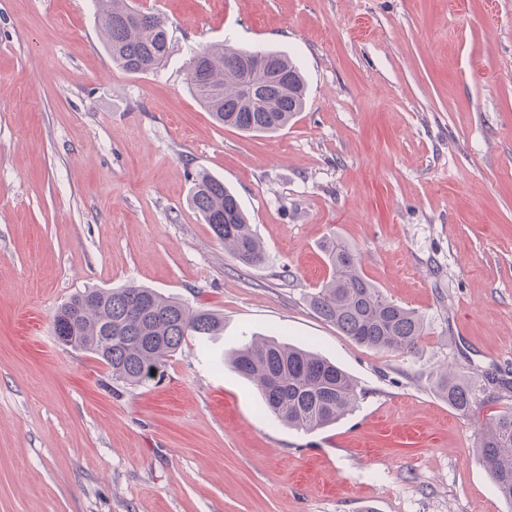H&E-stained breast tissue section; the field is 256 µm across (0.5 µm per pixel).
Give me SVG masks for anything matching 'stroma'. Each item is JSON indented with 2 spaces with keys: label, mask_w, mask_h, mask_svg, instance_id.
<instances>
[{
  "label": "stroma",
  "mask_w": 512,
  "mask_h": 512,
  "mask_svg": "<svg viewBox=\"0 0 512 512\" xmlns=\"http://www.w3.org/2000/svg\"><path fill=\"white\" fill-rule=\"evenodd\" d=\"M165 66L103 48L94 0H0V512H512L474 457L512 408V0H136ZM298 60L303 112L272 137L216 125L192 49ZM223 179L264 246L237 262L187 199ZM337 237L422 316L414 352L360 346L309 295ZM134 283L205 306L161 382L61 345L75 292ZM314 350L360 398L288 428L223 365L252 336ZM478 389L468 414L437 378Z\"/></svg>",
  "instance_id": "obj_1"
}]
</instances>
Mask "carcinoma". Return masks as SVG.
Masks as SVG:
<instances>
[{"instance_id": "obj_1", "label": "carcinoma", "mask_w": 512, "mask_h": 512, "mask_svg": "<svg viewBox=\"0 0 512 512\" xmlns=\"http://www.w3.org/2000/svg\"><path fill=\"white\" fill-rule=\"evenodd\" d=\"M112 62L133 73L154 72L167 62V19L141 11L129 0H96ZM255 71L246 75L243 56ZM191 93L220 125L248 134H274L305 106V82L287 54L265 48L245 51L221 44L193 51L187 72ZM190 205L240 264L266 260L235 194L224 181L196 175ZM330 275L309 296V305L358 345L411 353L425 333L423 318L389 300L364 275L358 255L344 242L324 245ZM57 340L85 351L110 369L112 380L142 386L163 374L167 361L188 337L219 336L224 317L208 308L152 288H86L73 294L53 323ZM230 365L251 383L264 409L285 425L309 432L328 427L352 411L357 384L341 368L299 346L253 340L236 350ZM437 386L448 406L466 414L476 400L467 380L443 371ZM478 461L499 495L512 505V410L497 412L483 428Z\"/></svg>"}]
</instances>
